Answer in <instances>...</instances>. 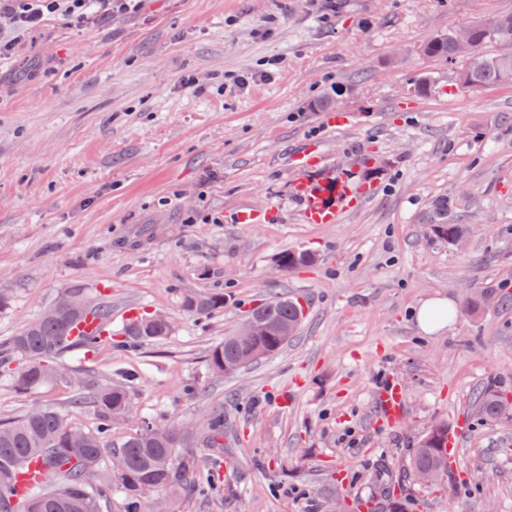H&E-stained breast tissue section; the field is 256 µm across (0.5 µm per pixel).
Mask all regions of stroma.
I'll return each instance as SVG.
<instances>
[{"instance_id": "stroma-1", "label": "stroma", "mask_w": 512, "mask_h": 512, "mask_svg": "<svg viewBox=\"0 0 512 512\" xmlns=\"http://www.w3.org/2000/svg\"><path fill=\"white\" fill-rule=\"evenodd\" d=\"M506 14L512 0H143L81 27L55 15L18 39L0 32L14 42L0 60V344L72 290L106 297L113 330L129 310L172 326L135 348L72 349L67 381L31 393L0 372V422L48 403L92 431L94 409L72 396L121 383L132 413L117 440L224 410L233 464L173 512H352L361 499L386 512L398 482L404 512H512V421L474 404L512 390V84L461 86V64L418 52ZM328 94L350 125L315 108ZM308 147L317 162L296 168ZM339 172L357 204L304 223L296 182ZM441 202L461 241L436 232ZM243 208L259 223H235ZM287 250L314 260L282 271ZM194 293L224 306L192 315ZM284 293L305 308L298 335L215 373L210 348ZM436 295L456 318L426 337L411 311ZM385 381L406 400L396 428L376 412ZM439 424L458 468L421 487L404 475Z\"/></svg>"}]
</instances>
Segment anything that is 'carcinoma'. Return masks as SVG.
Listing matches in <instances>:
<instances>
[{
	"instance_id": "1",
	"label": "carcinoma",
	"mask_w": 512,
	"mask_h": 512,
	"mask_svg": "<svg viewBox=\"0 0 512 512\" xmlns=\"http://www.w3.org/2000/svg\"><path fill=\"white\" fill-rule=\"evenodd\" d=\"M493 42L512 46L511 15L485 21L475 32L474 51L467 57L459 54L454 30L430 39L421 47V53L450 62H468L460 73L464 86L511 84L512 52L480 53ZM437 231L451 241L463 234L460 225L447 223V208L443 206L438 209ZM310 261L308 253L296 251L284 252L278 259L284 270ZM184 305L196 315H208L224 306V296L198 294L186 298ZM53 308L55 318L40 317L11 337L0 350V364L18 362L12 377V386L18 392L51 383L47 365L68 350L80 348L91 352L104 343H112L110 328H103L94 336H74L73 328L83 316L71 314L58 302ZM87 313L103 324H112V304L103 298L90 304ZM253 316L263 330L249 338L234 334L224 337L209 354L213 371L234 373L237 360L253 346L266 349L270 356L276 354L296 334L304 319L298 302L280 296L257 309ZM286 329L289 334L285 336ZM171 330L172 327L142 315L126 326L122 343L131 347L160 340ZM475 402L483 417L495 419L503 407L512 404V398L506 391L485 389ZM85 403L97 409L99 423L96 431L85 433V442L79 448L70 440L73 426L52 405H41L0 424V512H100L101 499L114 492L122 496L125 512H153L158 499L189 501L204 493L205 471L224 456V412L212 411L197 436V441L212 452L204 463L185 451L190 439L174 430L155 434L148 423L114 443L113 419L129 408L125 386H97L73 400L76 408ZM447 439L448 429L437 425L418 442L410 459L416 481L435 471L448 474V456L444 452ZM150 492L155 495L151 501L146 498Z\"/></svg>"
}]
</instances>
